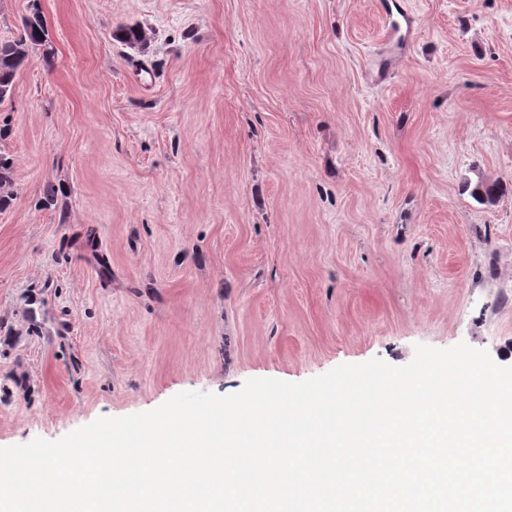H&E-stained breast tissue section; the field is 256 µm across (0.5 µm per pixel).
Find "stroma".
Instances as JSON below:
<instances>
[{
	"instance_id": "35a3bbf8",
	"label": "stroma",
	"mask_w": 512,
	"mask_h": 512,
	"mask_svg": "<svg viewBox=\"0 0 512 512\" xmlns=\"http://www.w3.org/2000/svg\"><path fill=\"white\" fill-rule=\"evenodd\" d=\"M403 2L393 54L376 0H0L52 52L0 105V447L419 344L512 364V0ZM147 32L140 25H121L115 30L113 37L127 48L142 47L147 42Z\"/></svg>"
}]
</instances>
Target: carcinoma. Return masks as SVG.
Wrapping results in <instances>:
<instances>
[{"instance_id":"carcinoma-1","label":"carcinoma","mask_w":512,"mask_h":512,"mask_svg":"<svg viewBox=\"0 0 512 512\" xmlns=\"http://www.w3.org/2000/svg\"><path fill=\"white\" fill-rule=\"evenodd\" d=\"M113 37L128 48L142 47L147 42V32L140 25H121ZM47 31L38 6H33L31 14L22 20V30L17 38L0 41V104L11 99L15 78L30 60V54L45 45ZM500 187L496 184L479 183L473 189L475 198L483 203L496 201Z\"/></svg>"}]
</instances>
